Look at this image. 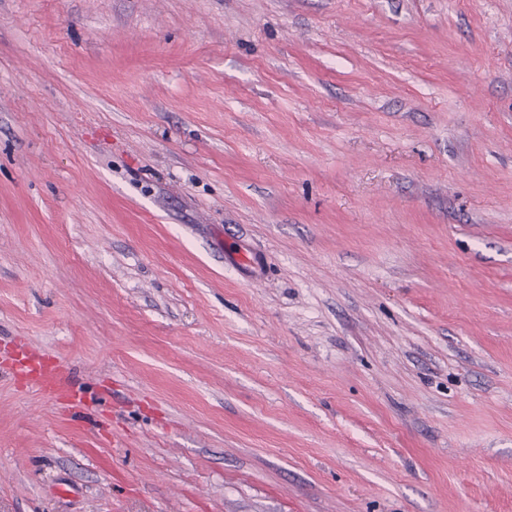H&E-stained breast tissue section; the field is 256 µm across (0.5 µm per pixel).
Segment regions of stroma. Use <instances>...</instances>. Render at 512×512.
<instances>
[{"label": "stroma", "mask_w": 512, "mask_h": 512, "mask_svg": "<svg viewBox=\"0 0 512 512\" xmlns=\"http://www.w3.org/2000/svg\"><path fill=\"white\" fill-rule=\"evenodd\" d=\"M0 512H512V0H0ZM30 354L28 357L24 354V357L19 358V355L15 359L13 367L17 373L22 376L32 377L39 387V389L48 397L54 398L56 394L61 390V372L58 368H50L45 370L44 367L33 364L31 358L35 357L36 352L34 350H27Z\"/></svg>", "instance_id": "35a3bbf8"}]
</instances>
